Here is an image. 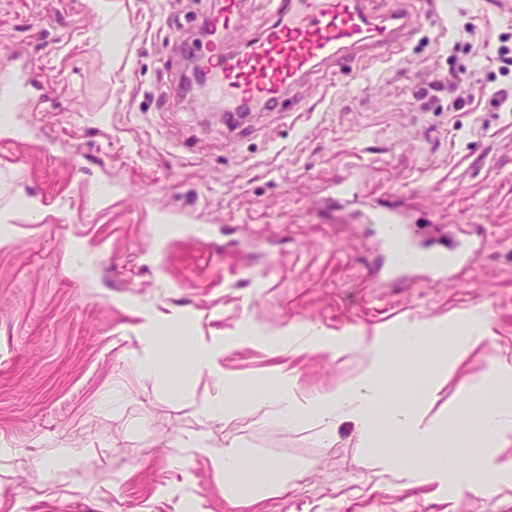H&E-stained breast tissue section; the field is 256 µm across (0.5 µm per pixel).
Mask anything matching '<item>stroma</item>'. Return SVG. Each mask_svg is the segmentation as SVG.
<instances>
[{
    "mask_svg": "<svg viewBox=\"0 0 512 512\" xmlns=\"http://www.w3.org/2000/svg\"><path fill=\"white\" fill-rule=\"evenodd\" d=\"M450 7L395 61L349 53L341 89L302 83L233 127L178 89L211 0H0V77L52 90L0 128V512H512V406L505 435L482 422L512 389V112L490 104L512 95V0ZM347 173L489 246L458 280L370 302L367 226L324 199ZM408 328L419 344L396 347ZM373 346L385 404L457 431L448 469L386 418L326 436L250 398L336 391ZM230 445L243 472L296 475L230 506Z\"/></svg>",
    "mask_w": 512,
    "mask_h": 512,
    "instance_id": "obj_1",
    "label": "stroma"
}]
</instances>
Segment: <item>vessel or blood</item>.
<instances>
[{
  "label": "vessel or blood",
  "mask_w": 512,
  "mask_h": 512,
  "mask_svg": "<svg viewBox=\"0 0 512 512\" xmlns=\"http://www.w3.org/2000/svg\"><path fill=\"white\" fill-rule=\"evenodd\" d=\"M247 0H218L207 26L212 43L202 56L211 93L224 100L227 112L269 109L294 85L316 77L348 51L369 47L381 59L402 53L419 14L401 9L379 11L376 0H265L269 19L239 47L226 48L224 34L237 23ZM29 80L14 74L0 80V107L22 104ZM326 201L337 208L359 206L371 223V249L380 260L370 288L401 287L409 280L425 283L456 279L481 250L479 242L424 240L420 225L409 223L395 205L361 193L359 185L340 176L325 188Z\"/></svg>",
  "instance_id": "obj_1"
}]
</instances>
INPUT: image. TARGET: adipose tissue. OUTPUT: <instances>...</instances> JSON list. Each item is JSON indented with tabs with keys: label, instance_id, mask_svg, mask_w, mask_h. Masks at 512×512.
Returning a JSON list of instances; mask_svg holds the SVG:
<instances>
[{
	"label": "adipose tissue",
	"instance_id": "adipose-tissue-1",
	"mask_svg": "<svg viewBox=\"0 0 512 512\" xmlns=\"http://www.w3.org/2000/svg\"><path fill=\"white\" fill-rule=\"evenodd\" d=\"M254 401L261 404H274L282 422L298 417L326 422L353 418L363 432L373 433L376 424V411L381 403V392L375 370H368L348 386L333 394L321 395L296 403L289 399L286 391H257ZM388 419L409 438L434 443L446 439L447 432L437 420H424L421 412L394 407ZM241 452L229 447L224 451V498L233 501L240 490H248L254 501H261L283 490L288 480V470L277 462L268 465L272 473L266 480H254L240 473L238 461Z\"/></svg>",
	"mask_w": 512,
	"mask_h": 512
}]
</instances>
